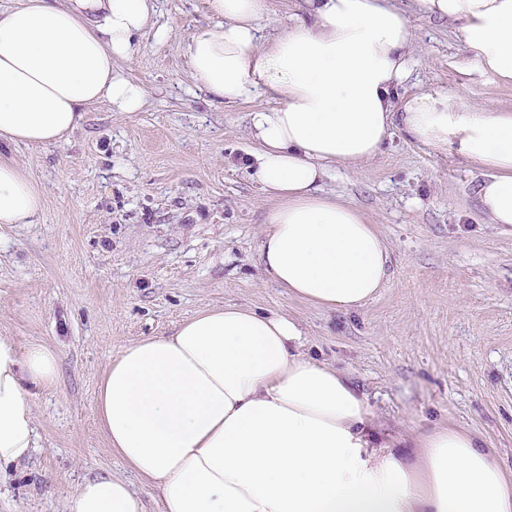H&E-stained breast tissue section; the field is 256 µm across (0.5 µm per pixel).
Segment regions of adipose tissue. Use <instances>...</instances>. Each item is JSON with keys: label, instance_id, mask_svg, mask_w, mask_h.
Instances as JSON below:
<instances>
[{"label": "adipose tissue", "instance_id": "ef3b65f1", "mask_svg": "<svg viewBox=\"0 0 512 512\" xmlns=\"http://www.w3.org/2000/svg\"><path fill=\"white\" fill-rule=\"evenodd\" d=\"M159 0H11L0 8V143L47 146L87 108L144 106L118 70L152 28ZM458 23L476 68L512 81V0H417ZM210 23L182 48L190 84L220 103L253 102L247 168L274 202L259 261L290 295L357 310L385 288L386 238L356 206L322 192L335 167L377 158L393 127L487 171L473 192L487 223L512 226V111L436 89L396 103L413 34L391 0H300L275 33L267 0H207ZM42 192L0 160V224L36 223ZM293 317L236 304L172 334L130 343L96 400L112 450L157 489L163 512H512V475L478 435L441 428L412 455L374 446L365 395L303 351ZM59 356L0 336V468L36 448L31 395L55 386ZM65 512H148L121 478L85 480Z\"/></svg>", "mask_w": 512, "mask_h": 512}]
</instances>
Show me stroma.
Returning <instances> with one entry per match:
<instances>
[{"instance_id":"1","label":"stroma","mask_w":512,"mask_h":512,"mask_svg":"<svg viewBox=\"0 0 512 512\" xmlns=\"http://www.w3.org/2000/svg\"><path fill=\"white\" fill-rule=\"evenodd\" d=\"M395 3L415 40L398 101L444 88L512 108V82L475 67L457 23ZM210 20L206 0H161L165 42L147 31L116 63L147 89L141 111L94 106L67 140L0 147L44 196L36 223L0 224V336L59 354L56 387L31 397L34 455L0 470V512H62L106 474L161 512L156 489L110 451L95 397L126 345L227 303L297 318L305 353L366 395L375 442L452 427L478 434L512 472V227L481 215V170L392 129L376 160L321 185L386 237L387 286L350 311L292 297L259 264L273 202L244 170L252 105L215 103L184 74L185 39Z\"/></svg>"}]
</instances>
